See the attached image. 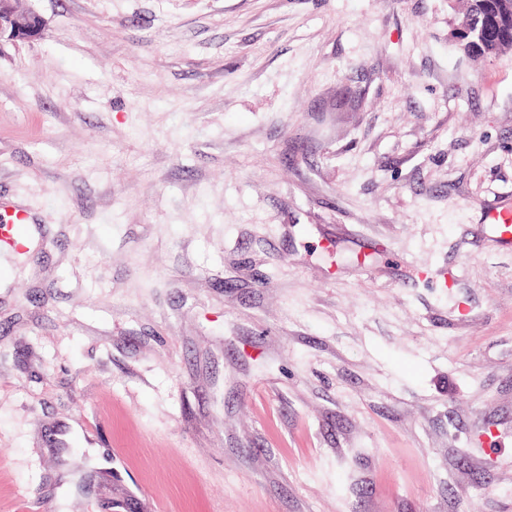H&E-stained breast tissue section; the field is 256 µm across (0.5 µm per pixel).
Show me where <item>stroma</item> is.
I'll return each instance as SVG.
<instances>
[{
  "instance_id": "obj_1",
  "label": "stroma",
  "mask_w": 512,
  "mask_h": 512,
  "mask_svg": "<svg viewBox=\"0 0 512 512\" xmlns=\"http://www.w3.org/2000/svg\"><path fill=\"white\" fill-rule=\"evenodd\" d=\"M453 2L33 0L0 512H512V53Z\"/></svg>"
}]
</instances>
